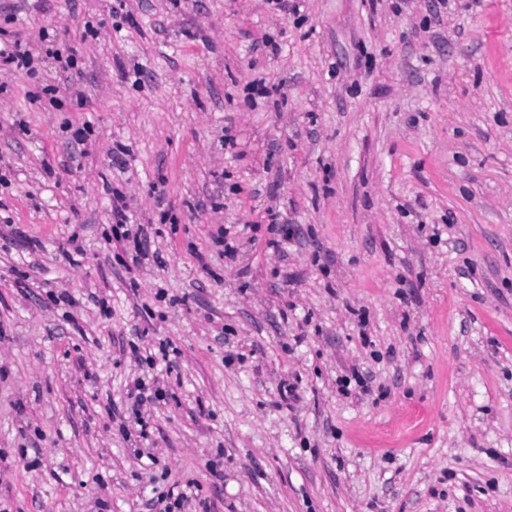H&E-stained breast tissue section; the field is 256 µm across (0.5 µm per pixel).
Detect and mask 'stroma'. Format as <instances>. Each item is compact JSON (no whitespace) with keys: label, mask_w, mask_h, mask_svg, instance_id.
Returning a JSON list of instances; mask_svg holds the SVG:
<instances>
[{"label":"stroma","mask_w":512,"mask_h":512,"mask_svg":"<svg viewBox=\"0 0 512 512\" xmlns=\"http://www.w3.org/2000/svg\"><path fill=\"white\" fill-rule=\"evenodd\" d=\"M8 4L0 512H512V0ZM34 63L32 53L27 49L26 44H23L20 40L10 43L0 41V70L34 76L36 74Z\"/></svg>","instance_id":"1"}]
</instances>
